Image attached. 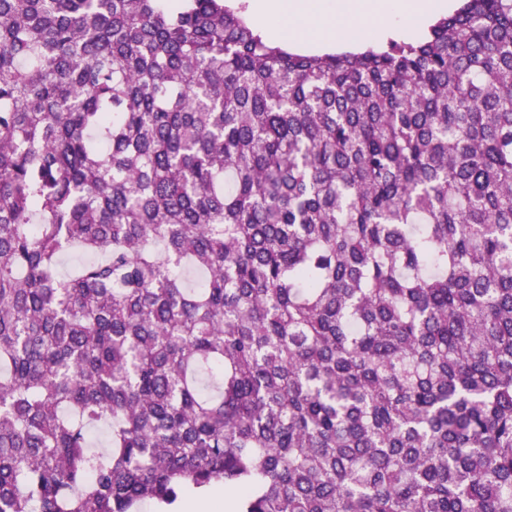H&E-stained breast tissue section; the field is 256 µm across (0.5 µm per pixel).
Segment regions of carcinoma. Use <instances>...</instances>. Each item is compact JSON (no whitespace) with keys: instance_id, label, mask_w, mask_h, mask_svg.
Listing matches in <instances>:
<instances>
[{"instance_id":"1","label":"carcinoma","mask_w":512,"mask_h":512,"mask_svg":"<svg viewBox=\"0 0 512 512\" xmlns=\"http://www.w3.org/2000/svg\"><path fill=\"white\" fill-rule=\"evenodd\" d=\"M216 482L512 512V0L323 54L227 0H0V512Z\"/></svg>"}]
</instances>
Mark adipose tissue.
<instances>
[{
    "instance_id": "adipose-tissue-1",
    "label": "adipose tissue",
    "mask_w": 512,
    "mask_h": 512,
    "mask_svg": "<svg viewBox=\"0 0 512 512\" xmlns=\"http://www.w3.org/2000/svg\"><path fill=\"white\" fill-rule=\"evenodd\" d=\"M446 0H254L270 36L293 42L314 38L330 45L360 44L393 28L412 32Z\"/></svg>"
}]
</instances>
